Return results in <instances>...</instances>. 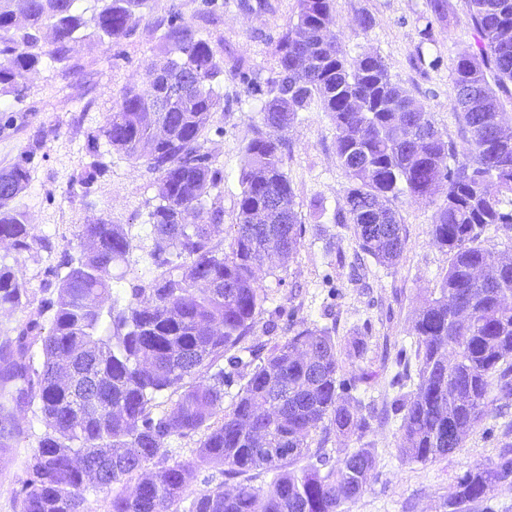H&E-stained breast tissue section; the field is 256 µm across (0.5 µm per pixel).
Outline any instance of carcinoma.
Returning a JSON list of instances; mask_svg holds the SVG:
<instances>
[{
  "label": "carcinoma",
  "mask_w": 512,
  "mask_h": 512,
  "mask_svg": "<svg viewBox=\"0 0 512 512\" xmlns=\"http://www.w3.org/2000/svg\"><path fill=\"white\" fill-rule=\"evenodd\" d=\"M80 0H0V97L20 100L19 79L44 64L68 61L75 33L86 26ZM94 27L109 38L129 34L144 0H100ZM297 19L277 44L278 79L266 91L262 127L244 148L237 223L224 251V205L213 194L221 181L200 139L224 98L212 82L224 72L199 31L171 24L166 58L141 84L113 102L93 145L110 149L159 174L158 203L149 212L148 255L161 270L122 298L113 288L130 264L133 236L100 217L79 225L78 250L65 251L50 272L56 300L0 340V450L24 433L17 411L38 406L42 432L14 491L16 512H85L87 496L109 494L107 512H347L366 490L375 456L368 448L330 463L324 445L371 427L372 412L348 392L343 365L359 351L343 347L335 329L302 323L274 345L224 406V364L251 333L267 296L260 274L276 275L272 258L301 245L302 225L282 167L285 134L315 105L336 127V156L348 180L336 223L352 230L361 253L396 266L406 247L393 202L401 194L430 201L441 192L430 235L448 253L434 296L419 307L414 389L394 400L402 413L399 456L427 463L462 447L487 414L495 394L512 395V252L484 244L485 230H512V141L497 129L512 125V0H469L476 48L458 54L452 69L453 108L466 146L458 152L435 129L424 106L394 82L378 54L350 56L328 38L337 24L334 0H297ZM52 49L43 50L44 30ZM307 57L313 69L299 62ZM192 88L169 96L174 83ZM424 123L425 137L408 140ZM29 159L0 172V243L17 252L35 241L27 215L13 206L30 182ZM283 202L272 210L271 197ZM267 222L256 223L259 213ZM475 267L487 270L478 283ZM19 271L0 268V307L28 303ZM75 368L98 391L64 385L59 372ZM176 396L170 407L158 398ZM324 433L311 449L317 430ZM201 435L200 462L236 481L188 491L190 466L173 458V438ZM512 477V457L475 463L459 478L449 512L485 498Z\"/></svg>",
  "instance_id": "1"
}]
</instances>
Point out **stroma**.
Returning a JSON list of instances; mask_svg holds the SVG:
<instances>
[{"instance_id": "1", "label": "stroma", "mask_w": 512, "mask_h": 512, "mask_svg": "<svg viewBox=\"0 0 512 512\" xmlns=\"http://www.w3.org/2000/svg\"><path fill=\"white\" fill-rule=\"evenodd\" d=\"M249 3L245 9L239 0H217L208 11L202 0H147L129 35L114 40L86 26L72 45L67 67L40 69L25 79L20 100H0V170L29 155L30 182L14 204L35 224L37 236L32 250L21 255L0 246V267L21 269L30 291L40 293L60 253L76 250L78 225L107 217L130 225L137 245L121 287L155 276L148 256V211L158 194V176L122 154L92 151L90 138L113 100L140 84L147 67L162 59L164 34L174 21L199 28L224 60V74L214 85L224 109L214 114L202 143L222 171L218 192L224 236L233 237L240 159L261 124L260 91L277 78V40L297 15V0ZM447 3L440 17L429 0H335V32L350 54H380L393 80L424 106L442 137L461 149L465 133L461 115L452 109L451 69L458 52L474 45L476 33L468 20L469 0ZM363 14L374 20L366 30L358 24ZM433 59L438 62L434 68L429 65ZM287 139L283 166L303 226L302 245L278 277L263 278L268 300L245 341L243 366L224 385V397L232 399L248 366L260 364L303 321L334 327L340 343L363 346L361 358L341 373L351 394L389 414L365 433L328 442L344 454L367 446L375 450L373 477L349 512H448L459 477L474 462L498 461L512 449V397L497 398L454 453L423 464L401 461V416L393 407L400 392L399 362L414 349L410 329L417 309L438 288L448 266L447 254L429 234L437 205L407 196L395 200L407 236L399 264L387 268L369 259L352 270L358 244L336 221L348 187L336 157V128L327 113L314 107L300 113ZM96 161L105 165L106 174L82 184L81 174ZM17 417L25 433L10 452L0 453V512H14L13 491L25 477L24 462L41 431L32 408L18 410Z\"/></svg>"}]
</instances>
